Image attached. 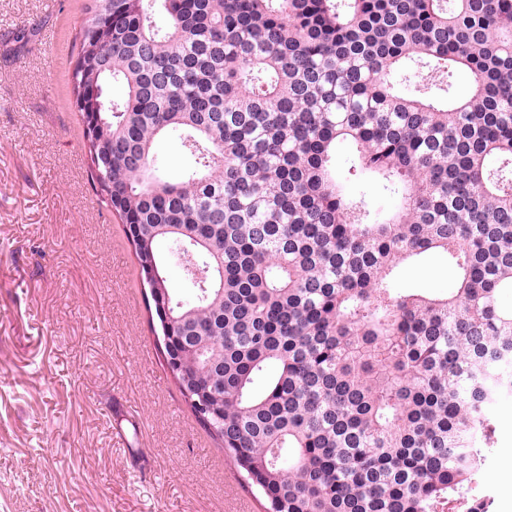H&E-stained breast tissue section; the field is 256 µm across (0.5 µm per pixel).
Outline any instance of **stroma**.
I'll return each instance as SVG.
<instances>
[{"label": "stroma", "mask_w": 512, "mask_h": 512, "mask_svg": "<svg viewBox=\"0 0 512 512\" xmlns=\"http://www.w3.org/2000/svg\"><path fill=\"white\" fill-rule=\"evenodd\" d=\"M85 0H0V512H263L158 349L126 227L69 101ZM447 261L406 267L446 289ZM493 512H512V397Z\"/></svg>", "instance_id": "stroma-1"}]
</instances>
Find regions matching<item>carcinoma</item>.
Wrapping results in <instances>:
<instances>
[{
	"label": "carcinoma",
	"mask_w": 512,
	"mask_h": 512,
	"mask_svg": "<svg viewBox=\"0 0 512 512\" xmlns=\"http://www.w3.org/2000/svg\"><path fill=\"white\" fill-rule=\"evenodd\" d=\"M85 12L93 184L179 337L169 370L266 512H475L512 394V0ZM164 140L191 161L173 181ZM432 255L450 288L401 287Z\"/></svg>",
	"instance_id": "carcinoma-1"
}]
</instances>
